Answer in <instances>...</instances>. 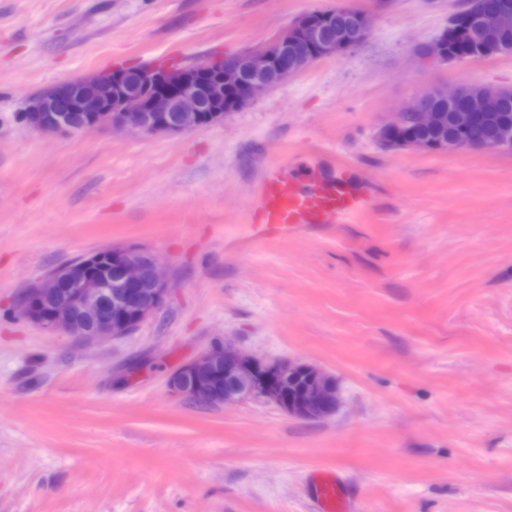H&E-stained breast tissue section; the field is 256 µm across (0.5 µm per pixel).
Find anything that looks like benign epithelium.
<instances>
[{"label": "benign epithelium", "instance_id": "benign-epithelium-1", "mask_svg": "<svg viewBox=\"0 0 512 512\" xmlns=\"http://www.w3.org/2000/svg\"><path fill=\"white\" fill-rule=\"evenodd\" d=\"M342 14L351 20L343 38L328 36L327 18ZM456 26L457 54L446 51L437 36L422 56L432 62L485 59V49L512 34V0H467L451 15ZM368 12L347 0L296 18L262 50L249 51L190 67L138 71L128 81L114 69L59 82L32 97L22 112L28 127L44 135L71 134L109 124L129 132H184L220 122L230 113L316 61L358 48L370 35ZM461 103L453 116L456 133L447 141H425L409 133L434 130L447 121L443 104ZM493 101L462 84L453 90L434 88L416 98L383 124L381 144L390 149L419 151L512 150V126H501L491 137L478 138L473 126L494 116ZM171 289L155 256L130 248L109 247L80 256L33 281L25 291L22 313L31 323L86 340L129 335L155 313ZM304 377L298 397L288 399L284 384ZM171 391L185 399L226 405L259 398L291 416L318 420L336 412L339 395L333 378L321 368L293 360H264L228 344H216L176 369Z\"/></svg>", "mask_w": 512, "mask_h": 512}]
</instances>
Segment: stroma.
Wrapping results in <instances>:
<instances>
[{
  "label": "stroma",
  "instance_id": "stroma-1",
  "mask_svg": "<svg viewBox=\"0 0 512 512\" xmlns=\"http://www.w3.org/2000/svg\"><path fill=\"white\" fill-rule=\"evenodd\" d=\"M335 3L0 0V512H317L324 469L360 512H512V151L376 141L430 87L512 88V54L417 58L462 0H354L372 16L354 52L193 131L47 137L19 119L61 81L232 56ZM340 157L386 189L368 216L252 235L267 168L307 182ZM110 246L172 282L134 332L22 316L34 280ZM226 338L323 368L338 411L173 395L170 374Z\"/></svg>",
  "mask_w": 512,
  "mask_h": 512
}]
</instances>
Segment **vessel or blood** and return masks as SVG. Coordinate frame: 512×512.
<instances>
[{"label":"vessel or blood","instance_id":"obj_1","mask_svg":"<svg viewBox=\"0 0 512 512\" xmlns=\"http://www.w3.org/2000/svg\"><path fill=\"white\" fill-rule=\"evenodd\" d=\"M348 164L331 178L313 179L303 187L280 166L269 167L253 202L250 222L261 236H288L312 224H340L371 211L376 187L352 185ZM314 491L321 512H354V503L335 473L314 474Z\"/></svg>","mask_w":512,"mask_h":512}]
</instances>
